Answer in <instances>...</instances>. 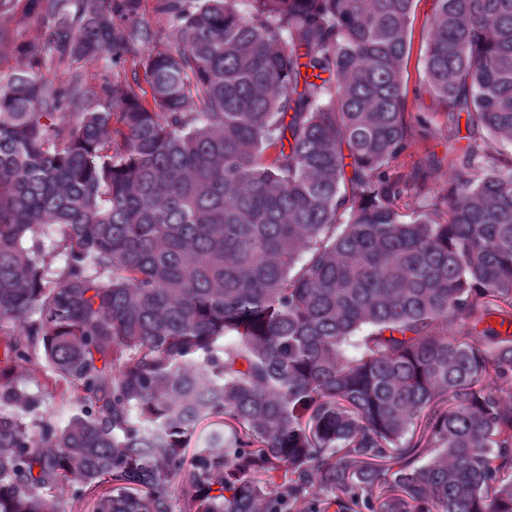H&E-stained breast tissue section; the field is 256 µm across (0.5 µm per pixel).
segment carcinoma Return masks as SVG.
<instances>
[{
    "label": "carcinoma",
    "instance_id": "1",
    "mask_svg": "<svg viewBox=\"0 0 512 512\" xmlns=\"http://www.w3.org/2000/svg\"><path fill=\"white\" fill-rule=\"evenodd\" d=\"M435 2L468 143L408 164L414 0H158L149 90L93 101L51 75L136 55L139 0H29L54 53L0 74V512H172L177 476L183 512H512V160L475 166L512 142V0ZM442 166L469 173L432 195ZM491 143L488 154L476 160V164L481 166L485 172L498 169L512 155V143L494 140H491Z\"/></svg>",
    "mask_w": 512,
    "mask_h": 512
}]
</instances>
